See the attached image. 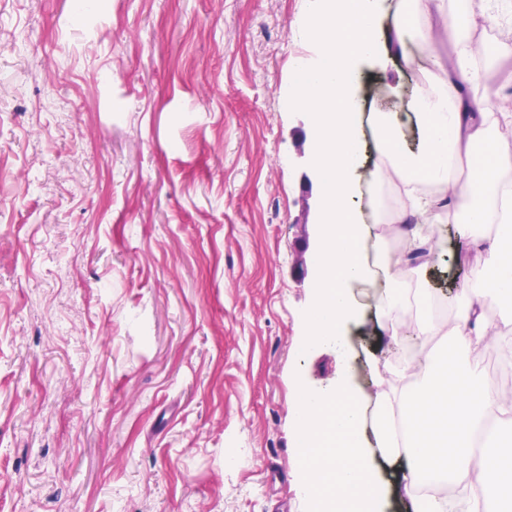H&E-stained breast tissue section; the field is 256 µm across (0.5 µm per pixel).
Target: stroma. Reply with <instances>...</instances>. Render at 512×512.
Here are the masks:
<instances>
[{
	"label": "stroma",
	"instance_id": "1",
	"mask_svg": "<svg viewBox=\"0 0 512 512\" xmlns=\"http://www.w3.org/2000/svg\"><path fill=\"white\" fill-rule=\"evenodd\" d=\"M309 0H0V512H311L300 386L401 409L381 303L306 342L322 232ZM37 50H29V43ZM424 47L365 61L401 113ZM418 289L457 318L453 227Z\"/></svg>",
	"mask_w": 512,
	"mask_h": 512
}]
</instances>
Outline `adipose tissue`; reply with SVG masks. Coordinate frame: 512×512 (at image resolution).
<instances>
[{
	"mask_svg": "<svg viewBox=\"0 0 512 512\" xmlns=\"http://www.w3.org/2000/svg\"><path fill=\"white\" fill-rule=\"evenodd\" d=\"M412 12L395 17L392 39L377 24V0H312L310 36L322 44L317 65L308 67V81L300 98L309 112L317 138V165L322 180L320 219L324 246L319 255L317 302L308 318L311 339L340 346L342 327L356 317L347 284L364 277L357 255L363 227L345 200L347 179L357 155L348 149V115L356 111L355 94L361 62L389 54L392 40L402 39L411 14L422 25L420 39L439 31L455 51L452 63L438 65V91L416 89L413 108L422 133V150L408 160L393 161L396 127L377 123L373 167L376 176L396 174L401 182L455 181L463 159L485 148L490 160L476 192L430 204L413 199L396 220L412 225L415 241L424 238L430 208L444 207L466 247L477 253L465 291L472 296L457 322L441 328L430 320L416 323L414 334L422 348L412 364L426 379L402 414L405 441L396 444L389 425L392 407L377 394L378 448L400 460L412 482L445 481L455 497H428L413 502V512H455L467 502L470 512H512V404L497 388L487 385L462 362L463 353L486 338L485 302L512 306V139L501 127L512 126V113L500 108L497 92H477L470 85L471 58L466 50L469 30L488 17H512V0H488L486 12L464 17L442 12V0H411ZM445 336L438 349L429 337ZM363 411L345 389L300 391L296 423L300 450L323 462L326 472L306 478L308 498L330 512H384L388 490L367 463L369 450L361 432Z\"/></svg>",
	"mask_w": 512,
	"mask_h": 512,
	"instance_id": "ef3b65f1",
	"label": "adipose tissue"
}]
</instances>
